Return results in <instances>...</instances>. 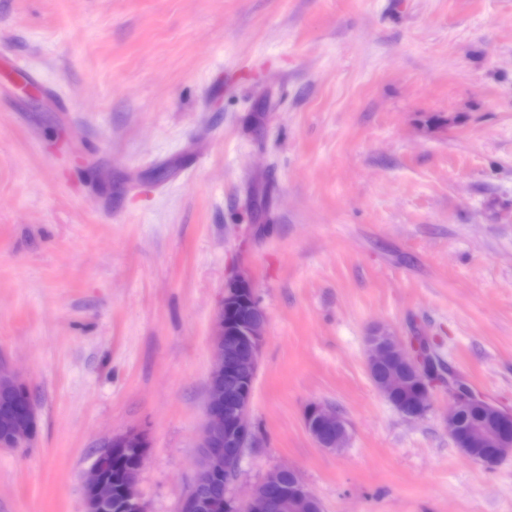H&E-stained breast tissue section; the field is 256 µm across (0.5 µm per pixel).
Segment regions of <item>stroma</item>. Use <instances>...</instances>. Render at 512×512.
<instances>
[{"label": "stroma", "instance_id": "1", "mask_svg": "<svg viewBox=\"0 0 512 512\" xmlns=\"http://www.w3.org/2000/svg\"><path fill=\"white\" fill-rule=\"evenodd\" d=\"M233 270L268 317L238 494L285 465L323 512H512L447 386L409 422L365 363L425 336L512 409V0H0V358L40 410L0 512H84L129 429L176 512ZM305 426L316 444L324 449L340 450L348 439L347 422L334 410L312 405L305 414Z\"/></svg>", "mask_w": 512, "mask_h": 512}]
</instances>
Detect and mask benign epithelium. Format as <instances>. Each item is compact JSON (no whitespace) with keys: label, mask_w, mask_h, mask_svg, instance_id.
Here are the masks:
<instances>
[{"label":"benign epithelium","mask_w":512,"mask_h":512,"mask_svg":"<svg viewBox=\"0 0 512 512\" xmlns=\"http://www.w3.org/2000/svg\"><path fill=\"white\" fill-rule=\"evenodd\" d=\"M244 290L254 291L251 278L238 272L225 277L212 338L213 363L207 383L199 459L177 512H305L309 504L318 503V498L295 470L287 467L269 471L244 500L234 493L245 451L256 443L249 414L267 325L266 312L258 303L241 325L228 324L227 307ZM366 364L376 389L401 415L417 418L428 411L434 388L432 373L401 337L373 331L368 337ZM1 383L9 387L25 385L3 359H0ZM449 395L447 427L455 447L487 446L489 451L475 458L487 467L512 454V410L486 401L484 405L493 412L494 424L467 427L462 419L470 405V396L461 390H453ZM38 425V407L35 401L29 400L14 419L10 436L0 441V448L16 449L35 442ZM305 426L321 448L340 450L347 442V422L324 405L314 404L309 408ZM148 448L147 434L142 430L113 434L84 474L83 490L88 501L100 505L112 503V479L104 470L103 457L132 449L138 463L124 474L128 494L126 508L129 512H149L140 487ZM220 474L224 475V498L201 499L199 491Z\"/></svg>","instance_id":"7a95c632"}]
</instances>
